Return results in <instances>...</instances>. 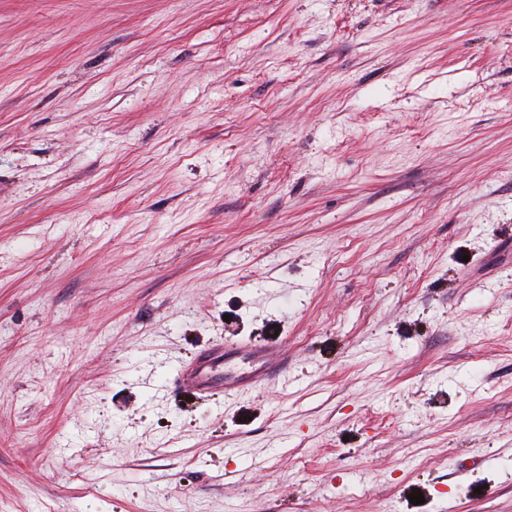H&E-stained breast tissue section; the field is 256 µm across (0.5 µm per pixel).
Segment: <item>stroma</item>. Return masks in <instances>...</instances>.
I'll use <instances>...</instances> for the list:
<instances>
[{"label": "stroma", "instance_id": "35a3bbf8", "mask_svg": "<svg viewBox=\"0 0 512 512\" xmlns=\"http://www.w3.org/2000/svg\"><path fill=\"white\" fill-rule=\"evenodd\" d=\"M0 512H512V0H0ZM250 355L260 363V367L246 374L225 379L219 375L215 367L231 355L232 351L224 349L223 345H214L201 352L192 365L181 368L172 379L175 389L189 388L197 392H209L216 385L224 384L226 389H239L260 383L271 376H280L283 380L288 378L287 365L277 358L272 351L262 346L248 348Z\"/></svg>", "mask_w": 512, "mask_h": 512}]
</instances>
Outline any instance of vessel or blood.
Returning <instances> with one entry per match:
<instances>
[{
  "label": "vessel or blood",
  "instance_id": "obj_1",
  "mask_svg": "<svg viewBox=\"0 0 512 512\" xmlns=\"http://www.w3.org/2000/svg\"><path fill=\"white\" fill-rule=\"evenodd\" d=\"M250 355L259 363L256 370L246 374L223 378L216 370L217 365L227 357L223 346L215 345L201 352L192 365L181 368L172 379L174 388H189L198 392H207L216 385L225 389H238L260 383L272 376L287 377L285 362L277 358L272 351L262 346L249 349Z\"/></svg>",
  "mask_w": 512,
  "mask_h": 512
}]
</instances>
